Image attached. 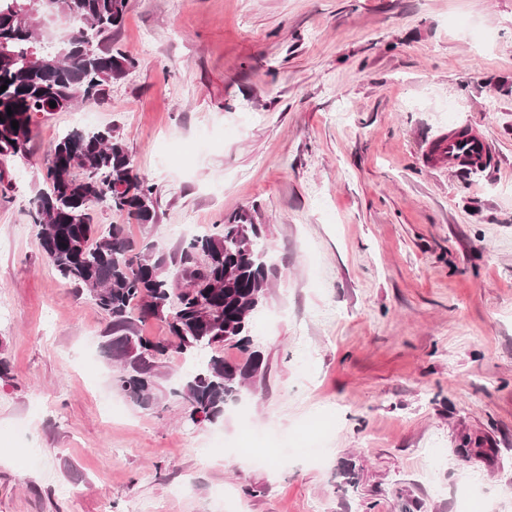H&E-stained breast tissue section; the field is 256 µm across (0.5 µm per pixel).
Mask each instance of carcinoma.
<instances>
[{"label":"carcinoma","instance_id":"1","mask_svg":"<svg viewBox=\"0 0 512 512\" xmlns=\"http://www.w3.org/2000/svg\"><path fill=\"white\" fill-rule=\"evenodd\" d=\"M25 2L0 0V86L7 85L0 93L3 158H27L34 119L50 102L56 112L91 105L103 86L135 65L102 45L122 25L128 0H49L44 13L67 18L71 31L61 41L66 53L59 65L38 73L32 63L36 37H53L17 22ZM89 41L95 50L82 51ZM43 179L29 210L32 224L51 268L110 318L100 349L120 365L115 388L139 407L155 405L160 362L172 350L193 362L178 389L190 420L198 422V414L209 424L222 420L225 406L263 366L248 330L276 266L260 225L240 216L186 240L179 258L169 259L149 243L136 244L124 224L92 223L90 209L97 204L138 224L157 221L155 184L135 170L110 126L60 137ZM148 319L164 322L168 335H141L139 324ZM226 345L247 354L245 362L224 359Z\"/></svg>","mask_w":512,"mask_h":512}]
</instances>
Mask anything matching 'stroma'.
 Masks as SVG:
<instances>
[{"label":"stroma","instance_id":"obj_1","mask_svg":"<svg viewBox=\"0 0 512 512\" xmlns=\"http://www.w3.org/2000/svg\"><path fill=\"white\" fill-rule=\"evenodd\" d=\"M108 45L136 65L84 126L122 138L158 219L93 221L169 255L180 225L259 224L263 368L213 425L178 355L156 406L114 389L108 318L28 216L75 127L37 116L0 158V512H512V0H130ZM452 125L489 166L426 164Z\"/></svg>","mask_w":512,"mask_h":512}]
</instances>
